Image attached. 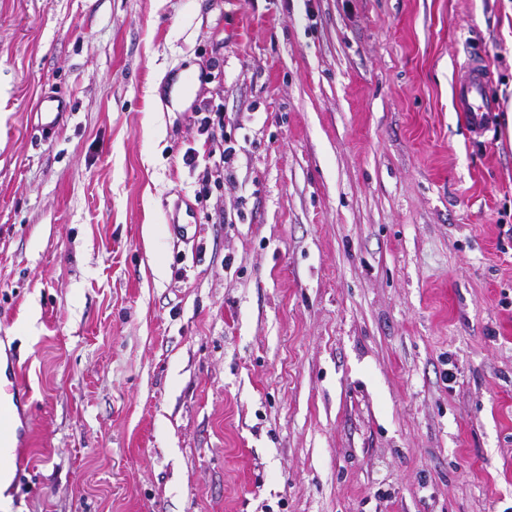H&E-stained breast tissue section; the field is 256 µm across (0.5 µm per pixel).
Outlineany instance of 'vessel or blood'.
I'll use <instances>...</instances> for the list:
<instances>
[{"label":"vessel or blood","mask_w":512,"mask_h":512,"mask_svg":"<svg viewBox=\"0 0 512 512\" xmlns=\"http://www.w3.org/2000/svg\"><path fill=\"white\" fill-rule=\"evenodd\" d=\"M455 106L462 112L471 132H481L496 110L488 89V73L482 64L465 66L454 86ZM70 105L55 93L43 95L30 117L42 135H53L63 125ZM30 394L24 387L14 354H7L0 373V481L18 482L28 442L32 412Z\"/></svg>","instance_id":"obj_1"}]
</instances>
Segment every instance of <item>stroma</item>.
Masks as SVG:
<instances>
[{"label": "stroma", "mask_w": 512, "mask_h": 512, "mask_svg": "<svg viewBox=\"0 0 512 512\" xmlns=\"http://www.w3.org/2000/svg\"><path fill=\"white\" fill-rule=\"evenodd\" d=\"M0 346V512H512V0H0ZM454 100L472 133H480L487 125L496 103L489 95L488 73L482 64L465 66L454 86ZM68 112H71V108L65 98L55 93H47L38 100L30 118L33 121L37 119L35 127L43 136H50L64 124ZM192 113L194 124L198 125L199 134L206 135L202 145L204 152L200 161V152L195 148H190L185 152L183 162L189 167L200 169L198 173L200 189L196 194L203 196L209 191L213 177H215V182L220 181L221 178L225 182L233 181L232 166L236 150L234 146L230 145L231 141L224 140V112H221L218 105L202 102L194 108ZM202 114L205 115L201 117ZM219 136L225 142V146L222 150L219 149L217 156L216 150L211 149V145ZM29 390L23 386L15 354H6L1 375L0 353V483H17L30 434L32 412Z\"/></svg>", "instance_id": "stroma-1"}]
</instances>
